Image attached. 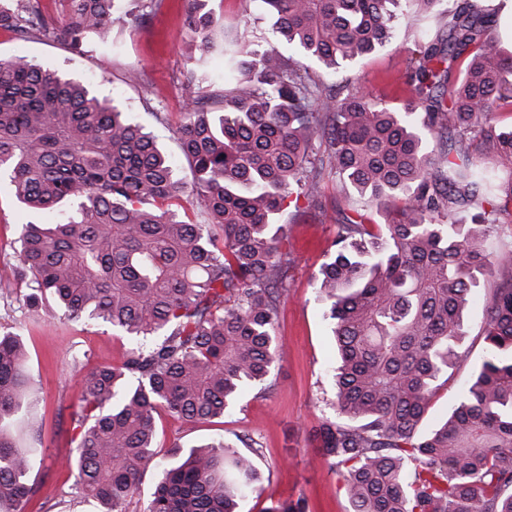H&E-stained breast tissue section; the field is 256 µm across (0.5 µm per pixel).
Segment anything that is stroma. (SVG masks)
<instances>
[{
  "mask_svg": "<svg viewBox=\"0 0 512 512\" xmlns=\"http://www.w3.org/2000/svg\"><path fill=\"white\" fill-rule=\"evenodd\" d=\"M216 19L218 42L229 50L246 44L262 49L273 37L274 19L263 0H209ZM187 0H163L146 12L144 0H114L123 20L112 27L107 46L90 42L70 50L50 38L21 37L0 30V59L23 58L57 70L88 85L96 95L121 102L125 112L143 125L176 162L183 182L189 170L174 130L188 98L187 73L210 94L215 110H222L224 61L215 57L191 63L183 53L190 37ZM408 6H394V36L375 52L346 62L336 72L324 73L327 83L362 88L388 107L401 108L406 96V71L416 41L435 36L439 10L408 20ZM323 213L311 217L306 196L285 200L279 218L286 244L294 258L289 288L283 297L274 334L280 345L276 361L263 384L243 390L233 408L211 421L188 422L156 415V460L169 462L176 449L224 439L242 453H251L264 478L262 492L248 496L239 512H267L273 503L299 507L301 512H351L342 476L314 455L308 439L312 427L335 420L333 369L336 346L324 303L316 293L319 270L334 251L338 219L365 208L374 224L385 223L400 205L398 196L362 204L343 188L336 173L323 167L320 178ZM44 214L25 209L9 182L0 183V268L17 263L16 241L28 223H40ZM489 284L473 294L463 316L470 356L438 387L422 423L430 430L456 404L465 382L484 355L479 337ZM0 331L23 337L29 352L28 371L39 384L38 411L44 417L40 437L21 435L23 445L41 449L44 463L32 474L35 493L25 512H96L94 502H76L75 471L68 465L74 446L73 412L82 400L75 359L121 362L130 348L128 337L105 323H61L26 319L18 303L0 297Z\"/></svg>",
  "mask_w": 512,
  "mask_h": 512,
  "instance_id": "obj_1",
  "label": "stroma"
}]
</instances>
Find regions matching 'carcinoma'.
Masks as SVG:
<instances>
[{
  "instance_id": "1",
  "label": "carcinoma",
  "mask_w": 512,
  "mask_h": 512,
  "mask_svg": "<svg viewBox=\"0 0 512 512\" xmlns=\"http://www.w3.org/2000/svg\"><path fill=\"white\" fill-rule=\"evenodd\" d=\"M0 0V28L69 48L110 41L112 0ZM188 49H220L207 0H188ZM280 36L237 62L244 78L224 113L192 87L175 133L193 174L188 187L155 140L115 101L27 60L0 59V178L18 201L49 215L23 228L18 264L0 285L23 283L22 309L101 321L130 337L119 365L82 366L69 465L77 489L127 512L156 466L159 409L185 421L224 415L242 387L268 377L273 336L293 264L277 223L297 186L319 192L328 162L368 199L403 194L374 233L364 216L338 224L319 293L336 343V414L309 439L342 473L353 512H512V251L486 240L512 204L495 171L469 162L494 154L512 166V130L495 114L512 105V53L494 36L497 14L475 0L448 11L442 33L416 44L402 109L345 84L329 68L388 41L397 0H263ZM442 145L438 153L429 143ZM324 147L326 158L315 159ZM191 191L204 223L180 218ZM475 210L471 224L453 220ZM496 283L485 305V355L446 421L421 434L437 382L469 357L462 316L473 288ZM21 336L0 332V512H24L42 459L20 446L14 423L40 435ZM263 490L250 456L223 439L173 457L148 512H237Z\"/></svg>"
}]
</instances>
